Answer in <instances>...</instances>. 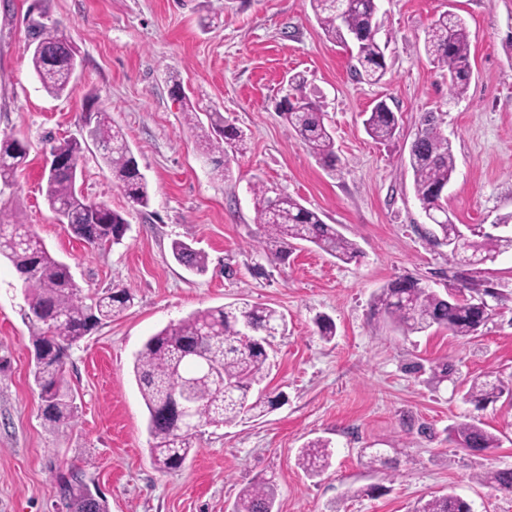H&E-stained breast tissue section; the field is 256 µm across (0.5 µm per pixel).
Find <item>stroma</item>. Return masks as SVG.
<instances>
[{"instance_id": "obj_1", "label": "stroma", "mask_w": 512, "mask_h": 512, "mask_svg": "<svg viewBox=\"0 0 512 512\" xmlns=\"http://www.w3.org/2000/svg\"><path fill=\"white\" fill-rule=\"evenodd\" d=\"M448 10L466 20L471 40V82L453 101L422 42L424 27ZM378 16L388 70L371 84L356 77L350 50L324 35L309 0H0V134L29 144L0 207L67 263L84 291L136 295L69 350L64 378L80 412L53 431L33 381L24 285L0 259V512H60L55 475L72 465L109 512H233L260 474L274 481L278 512H415L446 494L473 512H512V494L480 480L512 468V398L481 409L463 398L478 375L512 389V250L473 272L489 308L475 335L404 336L373 307L377 289L400 277L442 294L461 287L459 264L432 244L414 194L408 157L423 113H442L452 143L456 174L445 196L456 223L512 234V0H379ZM35 21L59 25L78 50L70 95H48L31 68ZM295 74L327 114L337 167L311 155L279 113ZM177 85L198 114L219 111L245 132L231 177L201 155ZM89 100L122 127L151 188L149 207L132 208L96 149L86 150L85 196L130 225L122 244L99 248L65 231L42 192L52 146L79 135ZM381 101L402 117L385 144L363 126ZM256 177L336 225L358 257L344 263L301 242L284 261H265L249 191ZM175 240L207 254L206 273L173 259ZM245 301L285 318L265 380L284 401L257 420L201 427L182 469L162 473L149 453L134 357L165 326ZM320 315L336 324L332 341L317 332ZM443 359L455 372L438 382L432 368ZM469 416L498 447L474 454L449 439ZM316 439L332 459L312 477L296 457ZM366 448L386 449L389 465L368 466Z\"/></svg>"}]
</instances>
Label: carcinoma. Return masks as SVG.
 I'll return each mask as SVG.
<instances>
[{
	"instance_id": "1",
	"label": "carcinoma",
	"mask_w": 512,
	"mask_h": 512,
	"mask_svg": "<svg viewBox=\"0 0 512 512\" xmlns=\"http://www.w3.org/2000/svg\"><path fill=\"white\" fill-rule=\"evenodd\" d=\"M311 9L325 35L341 44L346 37H358L355 74L370 83L386 75L384 49L376 39L380 29L377 0H310ZM39 31L54 39V51L46 57L34 53L33 71L44 90L55 97L73 93L70 86L72 58L69 41L55 27L35 23ZM424 51L435 67L448 74V96L462 97L470 84V38L465 20L445 11L424 30ZM288 86L295 91L296 104L282 110L288 126L312 155L328 167L336 166V147L326 125V113L303 94V82L293 78ZM184 112L197 134L199 145L220 175L231 174L230 164L245 149L243 130L224 123L220 112L206 113L208 125L198 119L186 94ZM92 137L106 145L101 155L117 186L132 206L146 208L151 194L146 176L129 148L125 133L110 113L92 111ZM368 135L379 142H389L400 128V116L385 102H378L364 120ZM25 142L4 135L0 139V182L11 186L16 173L26 162ZM88 143L65 139L51 153L82 161ZM409 162L414 176V191L426 219L436 227L433 242L454 249L461 233L443 202L442 192L455 172L451 143L431 112L419 121L410 146ZM254 199L256 223L261 228L260 247L270 258H281L304 241L330 256L349 262L357 256L356 243L344 237L333 224L306 208L290 195H271L261 179L250 186ZM45 199L53 211L66 209L74 220L68 230L92 246L118 245L128 228V221L118 211L107 209L96 224L85 223L88 204L76 190L75 181L64 171L45 177ZM512 249V236L484 235L469 241V251L492 262L501 249ZM174 260L195 274L208 268L207 255L186 242L171 243ZM0 257L6 258L22 280L28 300L30 341L34 351L33 379L39 389L42 417L54 430L75 421L76 398L66 385L63 368L67 352L103 323L119 316L134 304L135 295L128 288H112L86 294L75 286L70 266L53 257L43 241L25 224L14 220L11 212L0 209ZM374 306L387 318L390 327L404 336L422 333L432 327L444 328L459 337L473 336L488 319V306L471 296H443L422 285L415 278L389 283L374 295ZM283 326V318L270 306L242 303L197 311L176 324H170L151 336L138 353L133 373L148 410L147 429L150 454L156 468L169 473L181 468L194 448L197 429L202 424L233 423L243 415L263 417L274 410L280 395L256 390L266 378L269 344ZM191 382L189 400L196 414L189 423L178 420L168 409L175 399L178 380ZM504 391L501 382L484 375L474 378L464 394L477 408L497 399ZM457 445L472 451L495 448L498 438L473 420H463L450 430ZM332 452L322 440L309 442L299 449L297 465L310 475H318L330 466ZM61 503L68 512H84V473L70 467L55 477ZM494 488L512 492V469L496 470L486 476ZM276 491L273 480L260 477L244 487L234 512H273ZM416 512H471L465 500L433 497Z\"/></svg>"
}]
</instances>
